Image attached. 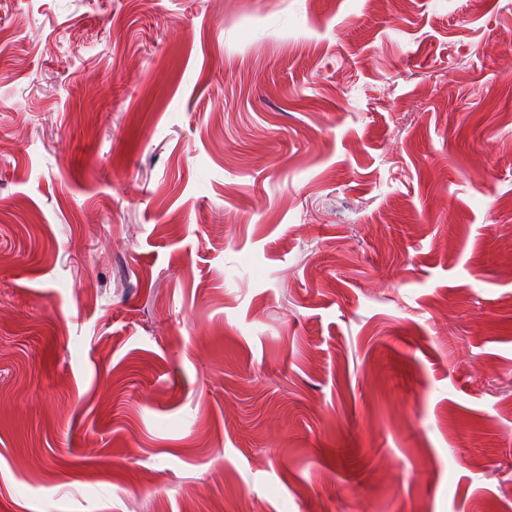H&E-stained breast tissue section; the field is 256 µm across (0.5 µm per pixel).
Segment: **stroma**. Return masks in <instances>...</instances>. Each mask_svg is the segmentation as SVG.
Here are the masks:
<instances>
[{
    "mask_svg": "<svg viewBox=\"0 0 512 512\" xmlns=\"http://www.w3.org/2000/svg\"><path fill=\"white\" fill-rule=\"evenodd\" d=\"M0 33V512H512V0Z\"/></svg>",
    "mask_w": 512,
    "mask_h": 512,
    "instance_id": "stroma-1",
    "label": "stroma"
}]
</instances>
